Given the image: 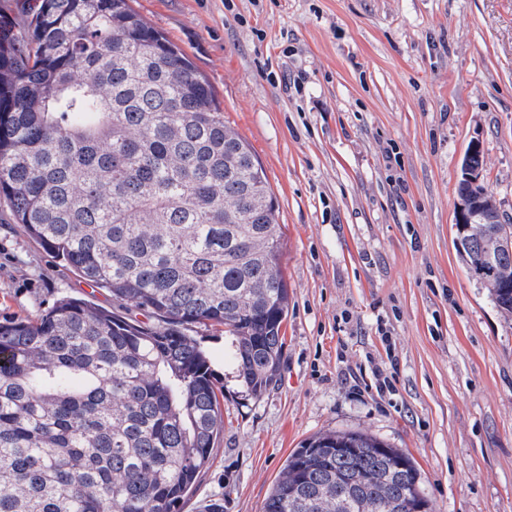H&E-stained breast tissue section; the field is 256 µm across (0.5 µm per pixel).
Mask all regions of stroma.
Here are the masks:
<instances>
[{
  "mask_svg": "<svg viewBox=\"0 0 512 512\" xmlns=\"http://www.w3.org/2000/svg\"><path fill=\"white\" fill-rule=\"evenodd\" d=\"M214 86L277 199L290 305L277 385L249 396L200 327L224 431L181 512H261L289 454L365 429L415 460L431 512H512V320L454 248L473 140L512 219V0H133ZM111 308L0 200V322ZM395 354L392 392L372 362Z\"/></svg>",
  "mask_w": 512,
  "mask_h": 512,
  "instance_id": "stroma-1",
  "label": "stroma"
}]
</instances>
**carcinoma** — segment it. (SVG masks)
Returning <instances> with one entry per match:
<instances>
[{"label": "carcinoma", "instance_id": "carcinoma-1", "mask_svg": "<svg viewBox=\"0 0 512 512\" xmlns=\"http://www.w3.org/2000/svg\"><path fill=\"white\" fill-rule=\"evenodd\" d=\"M0 8V198L119 311L65 296L0 322V512H178L224 429L197 325L246 392L281 379L289 292L264 168L216 91L130 0ZM459 256L485 263L490 225ZM512 318V257L483 280ZM137 309L153 318L127 315ZM430 512L406 451L319 432L261 512Z\"/></svg>", "mask_w": 512, "mask_h": 512}]
</instances>
